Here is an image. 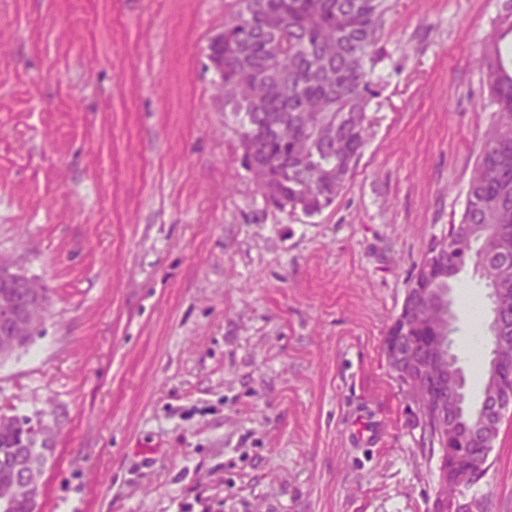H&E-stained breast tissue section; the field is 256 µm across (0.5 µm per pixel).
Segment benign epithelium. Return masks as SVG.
I'll return each mask as SVG.
<instances>
[{
  "mask_svg": "<svg viewBox=\"0 0 512 512\" xmlns=\"http://www.w3.org/2000/svg\"><path fill=\"white\" fill-rule=\"evenodd\" d=\"M451 241L450 237L440 240L423 263L408 289V301L392 324L386 348L393 358L406 366L403 375L409 393L436 440H448L450 408L468 431L479 434L486 452L474 465L484 471L489 466L501 427L512 415V336L495 337L487 386L493 403V413L489 415L477 408L467 409L459 377L448 376V337H437L436 346L428 351L414 343L410 336L423 316V306L433 303L444 310L449 308L443 289L430 288L428 284L435 279L438 262L448 252ZM32 285L33 281L11 260L0 256V355L13 351L21 340L35 335L42 323V293L33 291ZM22 469L23 477L17 482L18 494L30 500L40 489L42 460L25 456ZM466 487L467 475L463 474L453 497L438 495L440 508L437 512H482L480 501L464 494Z\"/></svg>",
  "mask_w": 512,
  "mask_h": 512,
  "instance_id": "benign-epithelium-1",
  "label": "benign epithelium"
}]
</instances>
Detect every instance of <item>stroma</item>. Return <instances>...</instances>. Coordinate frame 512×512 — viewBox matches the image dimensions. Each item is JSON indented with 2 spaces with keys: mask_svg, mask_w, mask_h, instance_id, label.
I'll return each mask as SVG.
<instances>
[{
  "mask_svg": "<svg viewBox=\"0 0 512 512\" xmlns=\"http://www.w3.org/2000/svg\"><path fill=\"white\" fill-rule=\"evenodd\" d=\"M368 144L322 214L267 206L205 47L224 0H0V255L46 317L0 412L50 449L37 512H432L438 459L385 338L458 223L512 0H392ZM488 290L450 284L478 405ZM473 491L512 512V418Z\"/></svg>",
  "mask_w": 512,
  "mask_h": 512,
  "instance_id": "obj_1",
  "label": "stroma"
}]
</instances>
